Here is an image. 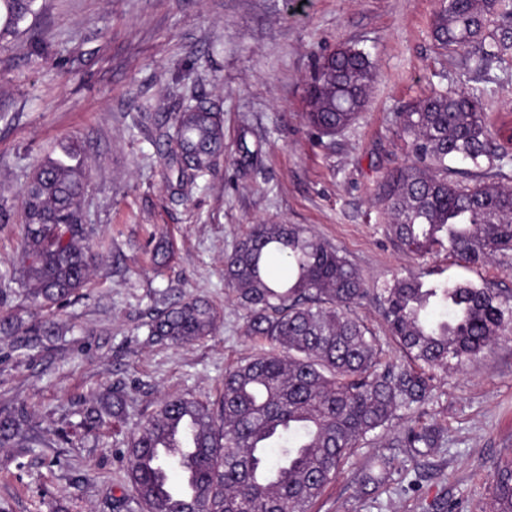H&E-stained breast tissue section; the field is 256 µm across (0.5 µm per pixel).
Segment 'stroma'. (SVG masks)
Wrapping results in <instances>:
<instances>
[{"instance_id":"35a3bbf8","label":"stroma","mask_w":512,"mask_h":512,"mask_svg":"<svg viewBox=\"0 0 512 512\" xmlns=\"http://www.w3.org/2000/svg\"><path fill=\"white\" fill-rule=\"evenodd\" d=\"M439 0H37L18 37L0 40V272L22 232L21 193L37 165L79 142L91 165L85 215L105 243L79 295L51 318L59 334L35 350L0 337V408L25 404L44 444L0 448V512H115L132 500L131 431L166 397H216L224 372L259 351L224 283V254L247 225L302 224L380 288L396 274L470 280L512 293V255L477 266L438 250H402L377 201L384 176L408 163L396 117L433 90L480 92L512 184V61L478 76L462 51L432 37ZM345 46L375 68L358 118L326 136L307 121L306 87ZM220 113L224 155L190 195L157 138L183 106ZM172 253L153 264L149 243ZM208 299L213 335L184 346L149 342L159 294ZM120 387L121 421L98 433L79 410ZM443 430L414 459L397 450L390 481L371 495L355 476L412 421ZM512 459V337L464 370L441 375L433 400L356 448L312 512H491L493 465Z\"/></svg>"}]
</instances>
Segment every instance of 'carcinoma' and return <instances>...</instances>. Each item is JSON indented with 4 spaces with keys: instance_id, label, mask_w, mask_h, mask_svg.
<instances>
[{
    "instance_id": "obj_1",
    "label": "carcinoma",
    "mask_w": 512,
    "mask_h": 512,
    "mask_svg": "<svg viewBox=\"0 0 512 512\" xmlns=\"http://www.w3.org/2000/svg\"><path fill=\"white\" fill-rule=\"evenodd\" d=\"M36 0H0V37L13 34ZM512 0H440L435 40L465 50L473 69L512 59ZM374 66L368 54L344 47L321 62L308 97L310 124L334 135L351 125L367 102ZM411 159L384 178L381 200L393 238L422 257L446 249L483 265L512 254V188L452 179V164L498 168L481 100L464 91L434 93L399 115ZM178 190L224 155V126L215 112L188 105L161 128ZM88 161L75 142L36 167L22 195L24 234L16 265L0 274V335L37 348L59 335L49 319L24 322L3 310L20 283L26 298L47 311L85 287L96 268L93 225L85 222ZM288 274H270L272 260ZM224 278L247 311V335L267 343L262 352L229 367L217 401L161 400L128 442L127 477L141 512H310L340 474L359 442L426 404L438 374L460 371L497 340L512 335V293L485 283H426L393 277L378 302L390 336L407 363L382 360L376 338L353 313L366 295L357 268L329 243L299 224H251L224 253ZM217 312L207 301L160 300L148 323L154 343L193 344L211 335ZM123 395L109 388L80 411L85 430L119 419ZM187 426L193 448L192 495L174 498L160 475H182L185 460L156 456L177 426ZM442 431L409 427L396 441L414 457L441 447ZM42 436L25 405L0 412V448H31ZM396 469L381 454L377 469L358 474L363 493ZM491 512H512V460L495 466Z\"/></svg>"
}]
</instances>
